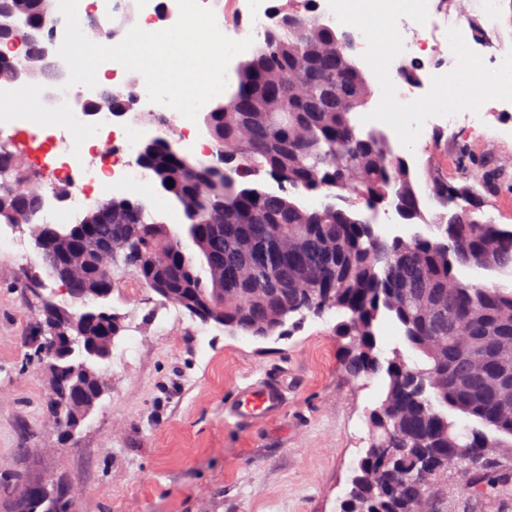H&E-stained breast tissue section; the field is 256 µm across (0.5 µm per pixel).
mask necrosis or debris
I'll list each match as a JSON object with an SVG mask.
<instances>
[{"mask_svg":"<svg viewBox=\"0 0 512 512\" xmlns=\"http://www.w3.org/2000/svg\"><path fill=\"white\" fill-rule=\"evenodd\" d=\"M158 13L157 0H93L91 5L77 10L79 22L84 27L103 19L118 22L127 16L151 24ZM57 67L58 79L43 83L51 96L50 101L34 112L0 108V131L14 129L37 140L40 165L61 172L72 188L68 198L71 210L81 211L89 207L95 186H103L118 194L147 182L146 171L136 164L134 157L149 125L175 129L180 134L181 150L209 155L211 148L207 133L177 110L149 102L145 81H130L126 69L119 63L108 61L102 68L111 80L131 85L142 111L150 116L149 123L114 120L110 107L103 105L98 109L97 123L89 124L78 104L81 86H67L69 72L65 62H58ZM101 138L112 143V159L107 165L74 163V141Z\"/></svg>","mask_w":512,"mask_h":512,"instance_id":"obj_1","label":"necrosis or debris"}]
</instances>
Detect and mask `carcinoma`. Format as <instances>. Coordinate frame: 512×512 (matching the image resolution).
<instances>
[{"instance_id":"obj_1","label":"carcinoma","mask_w":512,"mask_h":512,"mask_svg":"<svg viewBox=\"0 0 512 512\" xmlns=\"http://www.w3.org/2000/svg\"><path fill=\"white\" fill-rule=\"evenodd\" d=\"M42 2L0 0V35L41 21ZM310 2L275 7L280 23L256 35L224 111L203 116L212 160H176L162 146L139 151L144 169L182 211L191 254L178 231L129 198L115 199L110 216L89 207L76 224L60 227L61 239L43 243L42 180L19 161L21 152H0V224L29 228L43 269L25 279L40 299L46 421L67 438L105 395L103 364L126 330L111 304L122 272L157 303L232 335L286 336L309 316L338 315L334 333L348 340L345 373L387 380L340 512H421L424 502L428 512H446L450 453L461 462L467 494L508 498L512 288L465 281L456 270L512 277V227L476 216L470 187L448 184L431 157L423 169L436 173L425 181L436 211L426 219L408 158L387 133L356 123L371 86L354 58L337 51L346 31L325 23ZM255 170L267 171L278 190L240 182ZM501 173L500 162L484 163L486 192L497 189ZM302 190L324 194L325 202L299 203ZM389 208L407 224L436 228L439 237L380 234L376 217ZM53 266L71 274L67 283L53 277L69 304L42 293V274ZM383 316L399 324L420 362L408 363L398 348L379 355L375 324ZM450 410L482 429L461 432ZM59 486L51 477L26 491L19 476L0 475V501L9 512H74L80 492Z\"/></svg>"}]
</instances>
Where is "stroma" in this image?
Masks as SVG:
<instances>
[{
  "mask_svg": "<svg viewBox=\"0 0 512 512\" xmlns=\"http://www.w3.org/2000/svg\"><path fill=\"white\" fill-rule=\"evenodd\" d=\"M473 37L487 61L512 49V0H499L494 29ZM504 128L512 111L448 132L436 160L450 184L475 185L466 163L512 160ZM16 234L24 254L0 247V473L56 476L81 490L79 512H337L386 387L379 376H346L335 313L278 339L233 336L123 276L112 301L132 354L107 362V393L64 439L45 422L38 301L23 284L40 257L27 228ZM279 370L288 374L282 417L243 425L225 415L238 387Z\"/></svg>",
  "mask_w": 512,
  "mask_h": 512,
  "instance_id": "1",
  "label": "stroma"
}]
</instances>
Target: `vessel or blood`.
Here are the masks:
<instances>
[{
  "instance_id": "1",
  "label": "vessel or blood",
  "mask_w": 512,
  "mask_h": 512,
  "mask_svg": "<svg viewBox=\"0 0 512 512\" xmlns=\"http://www.w3.org/2000/svg\"><path fill=\"white\" fill-rule=\"evenodd\" d=\"M286 406L282 376L266 374L240 387L234 399L226 404L225 412L236 421L248 424L279 418Z\"/></svg>"
}]
</instances>
